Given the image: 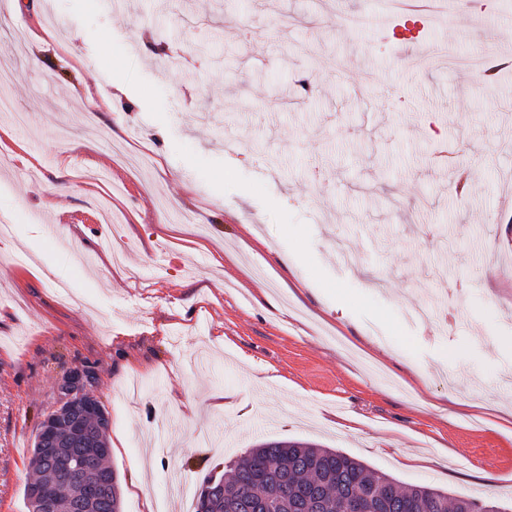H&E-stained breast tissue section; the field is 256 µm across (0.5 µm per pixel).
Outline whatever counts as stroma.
Returning a JSON list of instances; mask_svg holds the SVG:
<instances>
[{"label":"stroma","instance_id":"35a3bbf8","mask_svg":"<svg viewBox=\"0 0 512 512\" xmlns=\"http://www.w3.org/2000/svg\"><path fill=\"white\" fill-rule=\"evenodd\" d=\"M4 2L0 92L26 122L0 126V512H27L84 366L126 439L124 512H195L271 440L512 500V67L489 94L411 66L364 26L384 0ZM439 48L512 56V0L450 13ZM89 381L85 379L83 371L78 369L68 372L61 384V390L64 394L61 406L84 404L91 407L92 403H96L94 396L88 391Z\"/></svg>","mask_w":512,"mask_h":512}]
</instances>
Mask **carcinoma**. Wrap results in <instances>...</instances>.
Returning a JSON list of instances; mask_svg holds the SVG:
<instances>
[{"mask_svg": "<svg viewBox=\"0 0 512 512\" xmlns=\"http://www.w3.org/2000/svg\"><path fill=\"white\" fill-rule=\"evenodd\" d=\"M79 422L87 439L108 440L110 422L103 407L88 414L75 412L56 430L40 432L29 466L61 476L73 491L90 478L102 482L90 512H122L120 473L108 464L110 453L94 454L83 442H71L65 451L43 463L39 444L67 435ZM351 499L363 502L362 512H500L499 507L473 497H448L440 489L404 486L362 461L333 448L303 441H266L248 449L232 464V475L207 477L195 512H341Z\"/></svg>", "mask_w": 512, "mask_h": 512, "instance_id": "1", "label": "carcinoma"}]
</instances>
